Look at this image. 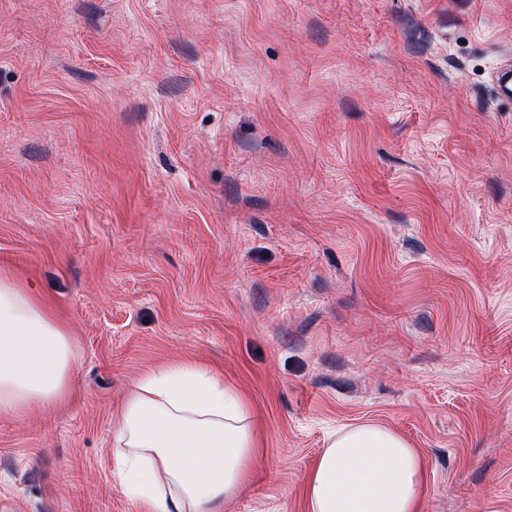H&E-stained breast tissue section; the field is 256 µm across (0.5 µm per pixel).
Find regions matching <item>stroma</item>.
I'll return each instance as SVG.
<instances>
[{"instance_id": "1", "label": "stroma", "mask_w": 512, "mask_h": 512, "mask_svg": "<svg viewBox=\"0 0 512 512\" xmlns=\"http://www.w3.org/2000/svg\"><path fill=\"white\" fill-rule=\"evenodd\" d=\"M512 0H0V272L78 363L0 418V512H137L112 415L194 360L308 512L335 433L420 452V512H512Z\"/></svg>"}]
</instances>
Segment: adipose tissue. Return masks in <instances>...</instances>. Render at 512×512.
Instances as JSON below:
<instances>
[{
  "mask_svg": "<svg viewBox=\"0 0 512 512\" xmlns=\"http://www.w3.org/2000/svg\"><path fill=\"white\" fill-rule=\"evenodd\" d=\"M76 364L45 301L1 275L0 415L63 402ZM258 454L244 397L201 362L148 371L112 420V475L142 512H224ZM427 489L416 449L365 423L333 435L304 493L308 512H420Z\"/></svg>",
  "mask_w": 512,
  "mask_h": 512,
  "instance_id": "adipose-tissue-1",
  "label": "adipose tissue"
}]
</instances>
